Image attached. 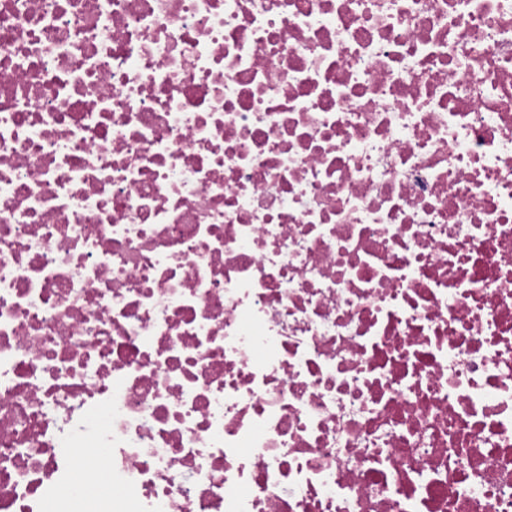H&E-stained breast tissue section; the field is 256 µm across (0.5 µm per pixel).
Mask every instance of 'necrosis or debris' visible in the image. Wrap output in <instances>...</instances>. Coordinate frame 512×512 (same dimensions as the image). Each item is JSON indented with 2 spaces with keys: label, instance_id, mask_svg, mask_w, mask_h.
Returning a JSON list of instances; mask_svg holds the SVG:
<instances>
[{
  "label": "necrosis or debris",
  "instance_id": "1",
  "mask_svg": "<svg viewBox=\"0 0 512 512\" xmlns=\"http://www.w3.org/2000/svg\"><path fill=\"white\" fill-rule=\"evenodd\" d=\"M0 512H512V0H0Z\"/></svg>",
  "mask_w": 512,
  "mask_h": 512
}]
</instances>
